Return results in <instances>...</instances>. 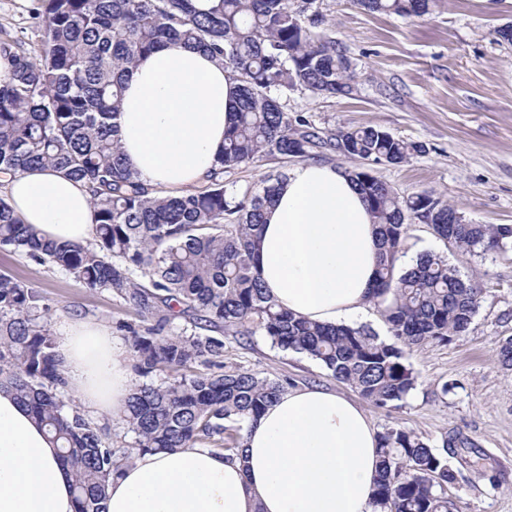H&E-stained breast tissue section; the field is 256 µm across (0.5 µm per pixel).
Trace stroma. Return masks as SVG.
<instances>
[{
    "label": "stroma",
    "instance_id": "35a3bbf8",
    "mask_svg": "<svg viewBox=\"0 0 512 512\" xmlns=\"http://www.w3.org/2000/svg\"><path fill=\"white\" fill-rule=\"evenodd\" d=\"M323 8V32L350 59L355 90L340 97L292 90L288 111L306 113L323 129L372 126L423 145L406 163L376 165L375 175L399 195L441 197L467 222L512 225V45L496 34L512 24V0H443L420 17L370 13L352 0H323ZM40 9L41 0H0V47L37 54ZM424 253L445 257L474 281L479 307L451 342L407 351L417 386L399 407L365 399L360 405L379 432L400 427L435 448L458 436L448 450L454 512H512V368L498 355L512 338V249L473 255L437 238L429 225H411L399 264ZM0 273L41 293L51 327L69 316L113 330L137 320L110 291L88 288L24 253L0 248ZM224 362L353 394L317 362L274 349L261 336L248 343L226 338Z\"/></svg>",
    "mask_w": 512,
    "mask_h": 512
}]
</instances>
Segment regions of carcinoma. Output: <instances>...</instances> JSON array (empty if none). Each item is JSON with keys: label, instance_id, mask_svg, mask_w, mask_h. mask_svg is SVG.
I'll use <instances>...</instances> for the list:
<instances>
[{"label": "carcinoma", "instance_id": "cac0c4a2", "mask_svg": "<svg viewBox=\"0 0 512 512\" xmlns=\"http://www.w3.org/2000/svg\"><path fill=\"white\" fill-rule=\"evenodd\" d=\"M441 0H353L372 12L422 16ZM39 55L6 48L12 82L0 86V173L41 167L85 182L97 213L93 241L57 246L39 238L0 198V248L49 263L91 289L104 288L151 325L130 323L134 369L145 381L120 413L130 448L114 447L67 393V381L38 291L0 274V387L46 428L74 479L75 512H104L112 477L134 455L208 443L227 459L256 418L292 379L225 368L224 338L259 335L305 355L380 408L404 400L417 379L406 349L465 332L479 291L442 256L397 267L409 226L473 255L507 249L512 226L471 224L431 194L401 197L373 174L422 146L375 127L324 131L281 103L288 90L347 96L351 62L324 37L319 0H42ZM171 42L224 61L239 82V106L224 150L197 190L171 197L141 182L124 157L117 117L124 77L137 58ZM339 150L379 224L382 251L373 302L391 339L367 325L320 324L277 306L253 274L263 211L285 174L242 188L225 175L263 157L313 158ZM183 320L177 332L175 319ZM205 370H199V367ZM163 373L161 382L153 377ZM438 452L414 433L379 434L377 512H453L454 480Z\"/></svg>", "mask_w": 512, "mask_h": 512}]
</instances>
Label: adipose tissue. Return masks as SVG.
I'll list each match as a JSON object with an SVG mask.
<instances>
[{"label":"adipose tissue","instance_id":"adipose-tissue-1","mask_svg":"<svg viewBox=\"0 0 512 512\" xmlns=\"http://www.w3.org/2000/svg\"><path fill=\"white\" fill-rule=\"evenodd\" d=\"M238 88L201 51L171 44L142 57L119 123L139 179L171 195L200 186L224 147ZM12 210L39 237L85 244L95 212L85 183L55 170L0 177ZM377 227L343 169L307 162L265 213L255 273L276 302L320 323H351L371 302ZM58 353L69 388L93 414L120 411L132 391L128 346L72 317ZM243 456L207 448L143 452L112 479L106 512H373L378 437L353 400L318 385L282 393L244 426ZM73 480L44 427L0 389V512H74Z\"/></svg>","mask_w":512,"mask_h":512}]
</instances>
